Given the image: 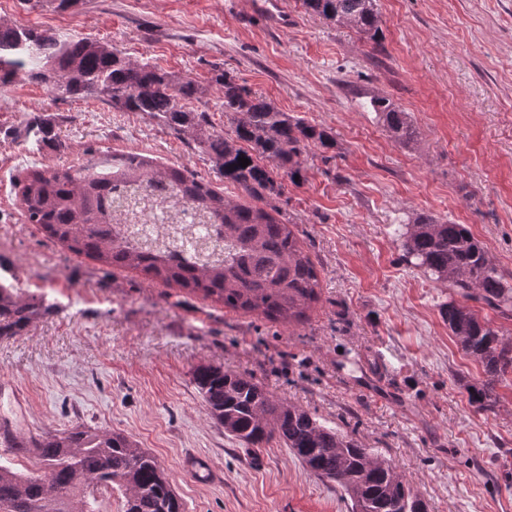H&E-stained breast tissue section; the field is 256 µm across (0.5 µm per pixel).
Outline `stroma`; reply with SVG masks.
Segmentation results:
<instances>
[{"label": "stroma", "mask_w": 512, "mask_h": 512, "mask_svg": "<svg viewBox=\"0 0 512 512\" xmlns=\"http://www.w3.org/2000/svg\"><path fill=\"white\" fill-rule=\"evenodd\" d=\"M251 2L0 0V23L93 37L193 78L204 92L192 107L215 130L234 129L215 83L226 71L336 137L335 161L309 147L305 182L281 177L269 200L321 276L308 320L283 325L75 255L24 223L19 178L115 153L183 165L226 198L247 197L148 115L27 79L0 89V261L56 305L0 339V423L124 432L166 470L185 512H348L341 489L279 442L225 436L192 379L197 365H221L390 460L428 512H506L512 374L486 410L470 404L483 372L440 315L449 288L404 261L395 230L420 214L466 225L512 273V0H377V47L300 0H285L284 31L250 17ZM376 95L412 115L415 144L389 137ZM43 112L58 119L61 150L5 137Z\"/></svg>", "instance_id": "35a3bbf8"}]
</instances>
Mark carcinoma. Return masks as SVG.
Listing matches in <instances>:
<instances>
[{
    "label": "carcinoma",
    "instance_id": "cac0c4a2",
    "mask_svg": "<svg viewBox=\"0 0 512 512\" xmlns=\"http://www.w3.org/2000/svg\"><path fill=\"white\" fill-rule=\"evenodd\" d=\"M300 2L306 13L345 25L368 42L382 38L376 0ZM20 77L68 97L93 95L114 108L149 115L195 142L224 181L256 201L228 200L185 166L122 153L90 158L78 167L29 171L16 184L25 223L37 225L46 238L77 255L135 269L150 282L198 293L233 311L283 324L307 320L320 298V272L289 224L259 203L280 195L279 174L292 182L306 179L304 153L311 144L335 148L331 129L279 110L224 72L216 83L224 111L234 115L233 133L224 135L213 129L206 113L187 106L202 93L194 79L132 62L91 37L60 39L47 30L0 23V87ZM370 106L395 142L409 147L417 141L412 116L392 99L375 96ZM5 135L25 143L32 139L52 151L61 147L60 130L49 114H34ZM241 158L249 159V165L240 166ZM167 189L187 205L181 222L191 225L193 234L178 238L176 247L195 251L194 265L172 264L135 224L136 244L101 229L114 217L132 220L148 209L170 223L155 204ZM208 224L224 226V238L241 251L236 263L209 258ZM397 237L407 263L448 284L463 299L512 317V277L465 225L419 215ZM54 308L43 297L20 295L15 281L0 277V338L20 335ZM440 313L461 350L483 369L486 380L469 393V400L484 409L496 384L512 370V345L502 342L501 329L465 305L450 301ZM193 380L225 436L248 448L278 441L311 475L342 489L350 512H417L424 504L392 463L314 413L273 398L252 378L200 364ZM8 448L36 458L39 467L22 473L0 466V512H95L91 496L97 490L122 492L125 512H184L161 464L123 432L75 425L62 433L19 435Z\"/></svg>",
    "mask_w": 512,
    "mask_h": 512
}]
</instances>
